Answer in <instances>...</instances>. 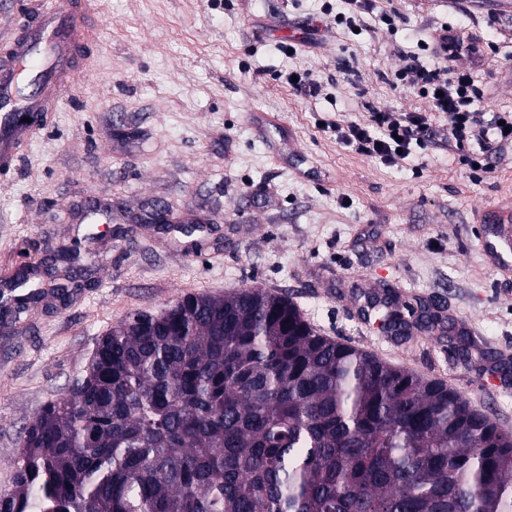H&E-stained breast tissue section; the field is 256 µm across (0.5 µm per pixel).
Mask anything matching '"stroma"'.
<instances>
[{
    "instance_id": "1",
    "label": "stroma",
    "mask_w": 512,
    "mask_h": 512,
    "mask_svg": "<svg viewBox=\"0 0 512 512\" xmlns=\"http://www.w3.org/2000/svg\"><path fill=\"white\" fill-rule=\"evenodd\" d=\"M321 6L96 0L97 42L71 92L0 174V492L26 426L98 336L244 286L287 296L320 334L365 339L512 430V384L482 392L486 363L455 342L470 333L512 353V274L487 263L475 222L512 196V146L476 178L443 142L388 166L324 129L373 109L424 111L394 74L443 26L478 50L485 111H512V0H371L360 34L330 23L304 43ZM292 69L318 94H296ZM389 292L410 336L364 317ZM423 301L439 316L429 332L415 326Z\"/></svg>"
}]
</instances>
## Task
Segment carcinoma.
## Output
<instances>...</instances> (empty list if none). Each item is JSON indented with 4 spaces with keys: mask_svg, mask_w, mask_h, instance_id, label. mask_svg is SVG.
I'll use <instances>...</instances> for the list:
<instances>
[{
    "mask_svg": "<svg viewBox=\"0 0 512 512\" xmlns=\"http://www.w3.org/2000/svg\"><path fill=\"white\" fill-rule=\"evenodd\" d=\"M12 468L0 512H512L511 431L255 286L112 327Z\"/></svg>",
    "mask_w": 512,
    "mask_h": 512,
    "instance_id": "carcinoma-1",
    "label": "carcinoma"
}]
</instances>
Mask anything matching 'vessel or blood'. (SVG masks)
<instances>
[{"label":"vessel or blood","instance_id":"b4317fda","mask_svg":"<svg viewBox=\"0 0 512 512\" xmlns=\"http://www.w3.org/2000/svg\"><path fill=\"white\" fill-rule=\"evenodd\" d=\"M90 0H45L43 10L23 20L21 39L14 43L13 66L0 69V170L15 160V144L42 126L44 111L57 105L68 87L73 64L89 45L92 34L81 22ZM493 232L482 233L479 244L497 265L512 264V236L500 227L512 223V201L494 204L484 216Z\"/></svg>","mask_w":512,"mask_h":512}]
</instances>
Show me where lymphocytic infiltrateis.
Listing matches in <instances>:
<instances>
[{
    "instance_id": "lymphocytic-infiltrate-1",
    "label": "lymphocytic infiltrate",
    "mask_w": 512,
    "mask_h": 512,
    "mask_svg": "<svg viewBox=\"0 0 512 512\" xmlns=\"http://www.w3.org/2000/svg\"><path fill=\"white\" fill-rule=\"evenodd\" d=\"M473 53V48L448 29H441L432 42L429 57L404 55L403 65L395 74L402 88L418 90L427 98L428 112L375 111L368 122L333 125L332 133L346 147L389 166L441 140L447 142L450 150L465 152L468 164L490 172L501 148L512 143V113L498 112L485 117L479 110L483 93L472 71H445L429 63L433 57L452 62ZM434 112L448 113L447 128L439 130L433 126L430 115Z\"/></svg>"
}]
</instances>
